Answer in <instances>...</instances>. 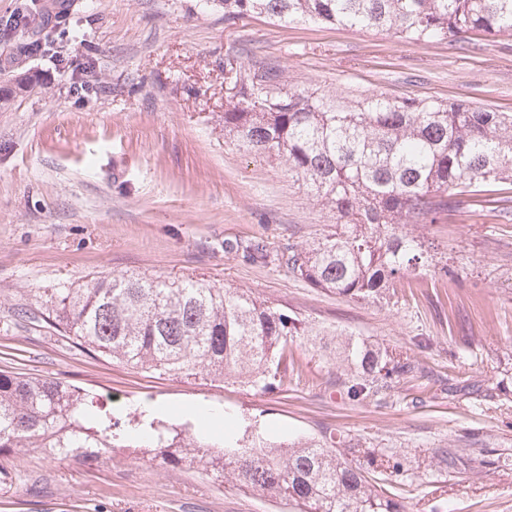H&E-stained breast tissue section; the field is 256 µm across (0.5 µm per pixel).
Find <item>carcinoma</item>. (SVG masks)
I'll use <instances>...</instances> for the list:
<instances>
[{
  "label": "carcinoma",
  "mask_w": 512,
  "mask_h": 512,
  "mask_svg": "<svg viewBox=\"0 0 512 512\" xmlns=\"http://www.w3.org/2000/svg\"><path fill=\"white\" fill-rule=\"evenodd\" d=\"M224 22L257 15L377 30L411 42H441L472 32L512 36V0H215ZM224 134L245 150L283 163L336 216L333 229L281 255L288 270L316 288L357 301L386 296L390 285L425 267L414 230L438 223L461 196L512 191V113L464 101H350L316 90L274 88L272 70L229 68ZM51 323L95 351L142 372L237 381L269 391L295 336H316L288 309L238 288L146 273L95 278L55 288ZM350 367L346 394L363 399L415 371L387 349L333 335ZM171 466L198 455L203 468L230 475L302 512H400L369 480L370 469L397 473L340 434L276 441L248 424L212 441L197 419L173 425L139 406L121 421L112 407L69 383L0 370V456L26 448H73L109 458L125 441Z\"/></svg>",
  "instance_id": "1"
}]
</instances>
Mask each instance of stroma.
I'll return each mask as SVG.
<instances>
[{
    "instance_id": "35a3bbf8",
    "label": "stroma",
    "mask_w": 512,
    "mask_h": 512,
    "mask_svg": "<svg viewBox=\"0 0 512 512\" xmlns=\"http://www.w3.org/2000/svg\"><path fill=\"white\" fill-rule=\"evenodd\" d=\"M36 33L26 64L42 84L0 99V370L82 387L115 416L159 408L169 423L247 416L274 436L332 432L398 456L370 477L405 512H512V220L497 195L423 229L430 266L380 301L308 286L277 256L334 218L283 164L224 133L225 65L272 66L293 90L349 99L462 100L512 112V37L409 43L369 30L246 16L226 24L204 0H78ZM65 0H0V68L15 23ZM267 246L266 261L246 251ZM145 272L242 288L316 330L366 339L416 364L382 396L349 400L345 367L298 336L280 386L158 376L78 346L45 320L53 289ZM463 455L440 465L443 451ZM0 512H294L195 466L141 448L111 459L0 464Z\"/></svg>"
}]
</instances>
